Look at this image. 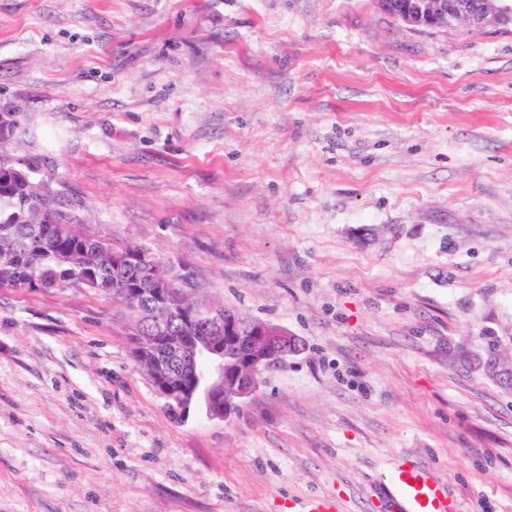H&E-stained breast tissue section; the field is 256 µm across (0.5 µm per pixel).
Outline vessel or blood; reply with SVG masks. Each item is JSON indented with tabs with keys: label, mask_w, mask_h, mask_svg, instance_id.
I'll list each match as a JSON object with an SVG mask.
<instances>
[{
	"label": "vessel or blood",
	"mask_w": 512,
	"mask_h": 512,
	"mask_svg": "<svg viewBox=\"0 0 512 512\" xmlns=\"http://www.w3.org/2000/svg\"><path fill=\"white\" fill-rule=\"evenodd\" d=\"M385 497L391 512H454L446 488L416 466L393 468Z\"/></svg>",
	"instance_id": "1"
}]
</instances>
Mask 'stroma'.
<instances>
[{
    "label": "stroma",
    "mask_w": 512,
    "mask_h": 512,
    "mask_svg": "<svg viewBox=\"0 0 512 512\" xmlns=\"http://www.w3.org/2000/svg\"><path fill=\"white\" fill-rule=\"evenodd\" d=\"M0 152L84 231L296 336L177 419L110 299L0 289V512H386L412 459L512 512V28L375 0H0Z\"/></svg>",
    "instance_id": "35a3bbf8"
}]
</instances>
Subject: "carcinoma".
<instances>
[{"mask_svg":"<svg viewBox=\"0 0 512 512\" xmlns=\"http://www.w3.org/2000/svg\"><path fill=\"white\" fill-rule=\"evenodd\" d=\"M28 178L11 177L0 181V250L12 253V259L0 261V288L45 290L75 285L106 295L125 312L134 300L122 289L151 287L153 271L163 266L150 251L125 267L112 268L99 256L112 255L116 239L80 230L77 204L64 205L60 193L48 180L37 176L32 161L17 160ZM224 309L221 302H202L193 309L190 326L184 335L198 345L201 368L211 362L206 309Z\"/></svg>","mask_w":512,"mask_h":512,"instance_id":"cac0c4a2","label":"carcinoma"}]
</instances>
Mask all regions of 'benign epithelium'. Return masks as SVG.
<instances>
[{
    "mask_svg": "<svg viewBox=\"0 0 512 512\" xmlns=\"http://www.w3.org/2000/svg\"><path fill=\"white\" fill-rule=\"evenodd\" d=\"M414 15L425 16L438 26L465 23L473 27H503L512 25V0H416ZM158 305L165 308V317L157 312L144 314L131 310L125 315V335L132 338L133 359L153 387L166 399L177 415L189 412V395L181 387L182 377L195 371V355L187 348L185 339L171 334L169 320L177 315L183 289L168 276L155 282L152 289ZM210 331L224 338V349L217 350L221 358L213 360V388L221 391L209 416L226 419L239 403L259 388L263 373L284 358L300 350L298 338L288 331L267 322L252 324L250 335L243 343L233 337L236 320L218 310Z\"/></svg>",
    "mask_w": 512,
    "mask_h": 512,
    "instance_id": "1",
    "label": "benign epithelium"
}]
</instances>
